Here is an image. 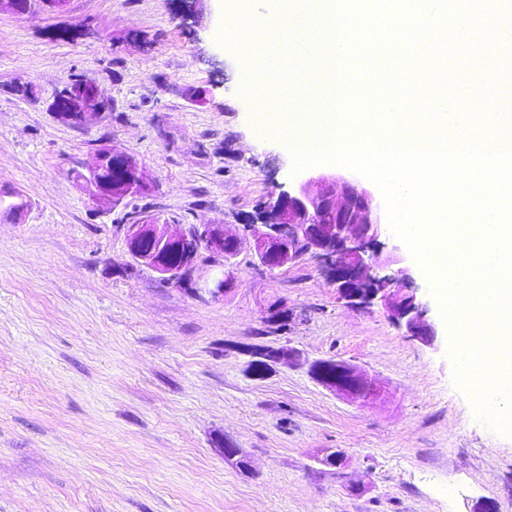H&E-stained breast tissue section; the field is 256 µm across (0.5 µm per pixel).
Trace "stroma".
I'll return each mask as SVG.
<instances>
[{
	"instance_id": "35a3bbf8",
	"label": "stroma",
	"mask_w": 512,
	"mask_h": 512,
	"mask_svg": "<svg viewBox=\"0 0 512 512\" xmlns=\"http://www.w3.org/2000/svg\"><path fill=\"white\" fill-rule=\"evenodd\" d=\"M182 13V0L0 12V512H512V431L457 386L441 303L390 226L383 252L428 302L433 344L341 301L321 259L258 267L245 222L263 199L358 174L293 172L282 136L254 119L276 86L241 92L226 0ZM74 78L109 103L79 126L50 109ZM105 145L151 185L112 210L76 179ZM151 214L242 232L233 290L203 299L140 266L124 226ZM277 346L298 361L254 376L252 348ZM320 359L354 367L374 396L319 384ZM227 442L251 472L225 463ZM334 451L344 462L323 464Z\"/></svg>"
}]
</instances>
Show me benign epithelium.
<instances>
[{
  "mask_svg": "<svg viewBox=\"0 0 512 512\" xmlns=\"http://www.w3.org/2000/svg\"><path fill=\"white\" fill-rule=\"evenodd\" d=\"M106 107L97 86L87 80L67 81L51 103V111L65 121L81 125ZM81 180L92 188L95 203L106 210L127 198L149 190L138 159L112 145L99 149L86 164ZM250 222L265 231L254 241V256L274 272L292 266L307 256L320 257L327 264L339 297L361 307H380L406 332L425 343L434 340L435 330L426 319L427 303L412 287L409 274L387 273L388 265L377 248L381 223L374 196L367 188L342 176L309 179L297 192L282 191L261 202ZM131 256L171 284H182L187 271L197 274L198 293L211 299L224 297L233 281L218 264L211 272L197 266V247L211 255L224 256V242L241 251L242 239L222 224L185 228L158 216H138L125 225ZM175 247L182 263L162 258V251ZM325 360L310 364L314 377L336 394L363 399L374 389L349 364L336 361V370L349 375L339 383L324 377Z\"/></svg>",
  "mask_w": 512,
  "mask_h": 512,
  "instance_id": "obj_1",
  "label": "benign epithelium"
}]
</instances>
